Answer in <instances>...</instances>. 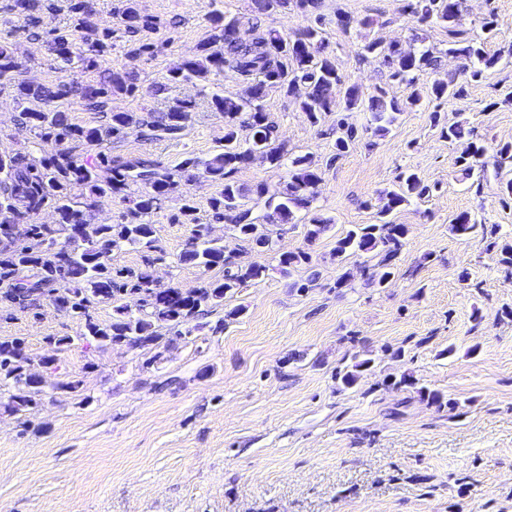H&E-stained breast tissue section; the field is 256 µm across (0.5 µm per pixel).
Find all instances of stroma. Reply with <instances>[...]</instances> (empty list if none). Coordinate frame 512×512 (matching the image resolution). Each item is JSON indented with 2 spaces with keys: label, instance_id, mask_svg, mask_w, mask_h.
I'll list each match as a JSON object with an SVG mask.
<instances>
[{
  "label": "stroma",
  "instance_id": "35a3bbf8",
  "mask_svg": "<svg viewBox=\"0 0 512 512\" xmlns=\"http://www.w3.org/2000/svg\"><path fill=\"white\" fill-rule=\"evenodd\" d=\"M162 25L151 36L153 57L129 56L117 42L97 69L57 65L46 38H28L24 18L12 13L11 41L19 77L38 83L96 82L112 72L134 74V94H116V112H164L186 103L190 114L178 138L147 139L137 131L118 143L91 147L88 161L144 158L170 169L187 158L206 159L224 144V115L212 93L245 97L231 72L207 81L166 86L170 70L191 56L210 33L211 0H136ZM406 0H321L318 14L297 7L278 12L274 25L295 34L325 19L336 67L366 94L383 89L405 99V84L389 79L379 60L363 55L365 42L445 47L447 30L418 25ZM495 12L499 31L485 46L512 44V0H466L467 25ZM358 19L341 32L336 16ZM512 66L496 67L467 84L463 96L441 105L488 143L512 142V106L496 105ZM164 93H155L157 85ZM265 108L290 152L323 168L316 206L332 230L307 241L304 214L283 225L282 254L308 251L312 267L284 268L271 255L241 242L213 221L210 202L220 188L202 173L183 177L179 197L152 216V251L114 249L113 267L136 270L145 255L161 287H197L222 277L180 262L191 234L179 218L180 196L193 199L198 223L209 225L236 264L268 265L212 308L208 329L177 339L161 361L145 367L149 351L114 346L101 351L79 335V324L49 303L8 316L0 312V339H24L33 360L57 354L48 384L75 377L83 399L45 397L32 413L0 410V512H512V274L486 237L512 240V210L502 208L500 180L488 172L482 189L464 179L457 159L463 145L442 138L430 107L402 112L389 133L374 136L370 115L350 120L362 133L337 155L336 115L311 124L295 99L270 91ZM11 89H0V154L34 153L37 140L18 123ZM417 172L432 192L394 211L405 225L395 275L385 286L367 281L371 256L337 262V238L374 224L402 171ZM469 212L486 235L457 237L450 219ZM274 252V253H275ZM346 286H337L342 274ZM242 313L226 319L228 309ZM482 320H475V313ZM71 337L54 351L47 339ZM371 365L353 387L335 375L362 359ZM411 372L419 385L457 401L456 409L421 401L391 380Z\"/></svg>",
  "mask_w": 512,
  "mask_h": 512
}]
</instances>
